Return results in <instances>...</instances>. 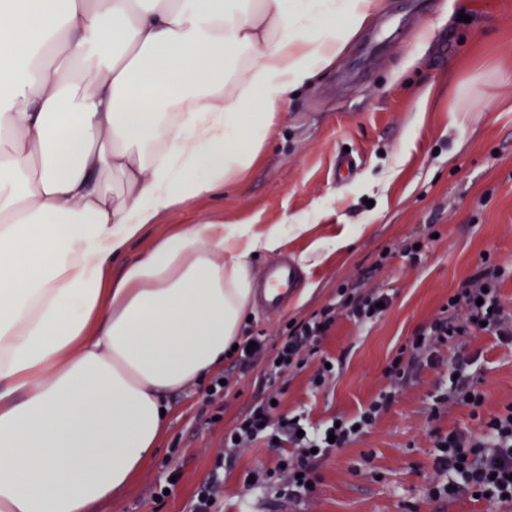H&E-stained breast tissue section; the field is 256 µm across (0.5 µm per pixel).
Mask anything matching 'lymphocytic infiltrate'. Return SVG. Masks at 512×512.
Instances as JSON below:
<instances>
[{
    "label": "lymphocytic infiltrate",
    "instance_id": "obj_1",
    "mask_svg": "<svg viewBox=\"0 0 512 512\" xmlns=\"http://www.w3.org/2000/svg\"><path fill=\"white\" fill-rule=\"evenodd\" d=\"M501 267L482 260L477 272L450 295L438 316L422 325L412 341L403 346L385 369L388 388L355 419H340L322 430H303L300 418L275 420L272 402L280 391L277 382L288 372L303 368L319 344L336 325L339 316L363 324L381 316L380 306L387 294L376 289L347 285L338 291L335 303L324 306L312 316L287 323L286 332L273 346L257 340L253 348L241 349L239 363L256 356L266 358V376L272 389L258 396L224 434V446L217 453L209 478L196 490L190 512H220L224 497V464L258 440L273 441L287 437L290 453L280 455L276 466L250 471L254 485L272 492L277 498L294 504H310L317 495L321 464L336 450L354 441L359 430L374 425L393 402L396 394L412 377L415 369L440 364V349L456 342L463 353L457 361L456 376L449 381L443 406L480 408L484 397L474 388L467 372L476 358L466 348L471 336L486 333L499 343L512 346V315L506 314L497 291L503 277ZM443 406L433 407L439 416ZM434 465L436 482L428 495L437 502L459 496H485L488 505L512 504V407L491 417L480 432L452 429L437 435Z\"/></svg>",
    "mask_w": 512,
    "mask_h": 512
}]
</instances>
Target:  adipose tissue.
Listing matches in <instances>:
<instances>
[{
	"instance_id": "adipose-tissue-1",
	"label": "adipose tissue",
	"mask_w": 512,
	"mask_h": 512,
	"mask_svg": "<svg viewBox=\"0 0 512 512\" xmlns=\"http://www.w3.org/2000/svg\"><path fill=\"white\" fill-rule=\"evenodd\" d=\"M385 0H0V512H90L240 342L282 225L176 227Z\"/></svg>"
}]
</instances>
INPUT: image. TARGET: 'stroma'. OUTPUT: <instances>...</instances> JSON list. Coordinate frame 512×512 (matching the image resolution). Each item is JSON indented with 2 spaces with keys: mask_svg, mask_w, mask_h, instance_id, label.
<instances>
[{
  "mask_svg": "<svg viewBox=\"0 0 512 512\" xmlns=\"http://www.w3.org/2000/svg\"><path fill=\"white\" fill-rule=\"evenodd\" d=\"M345 150L356 165L340 181L336 157ZM206 218L307 227L288 234L279 252L252 259L253 277L287 259L303 279L282 311L251 308L245 335L276 340L288 322L336 302L352 281L390 296L378 320L340 319L323 340L324 356L336 363L324 386L312 385L309 369L283 378L280 413L316 425L356 417L386 390L388 363L482 259L504 269L499 296L512 314V0H386L332 68L289 96L241 180L150 227L124 261L171 225ZM343 237L349 243L342 247ZM416 242L422 249L413 258L405 249ZM470 349L481 354L479 413L456 406L429 418L457 357V346L448 345L443 365L417 371L372 427L324 461L315 504L294 512H439L427 496L436 478L433 430L474 431L480 418L512 405V348L485 334ZM224 365L231 381L222 424H208L202 386L177 395L143 473L93 512H188L225 429L268 390L262 361ZM287 451L260 441L225 465L223 512H285L244 477ZM175 469L179 482L155 502V486Z\"/></svg>",
  "mask_w": 512,
  "mask_h": 512,
  "instance_id": "35a3bbf8",
  "label": "stroma"
}]
</instances>
